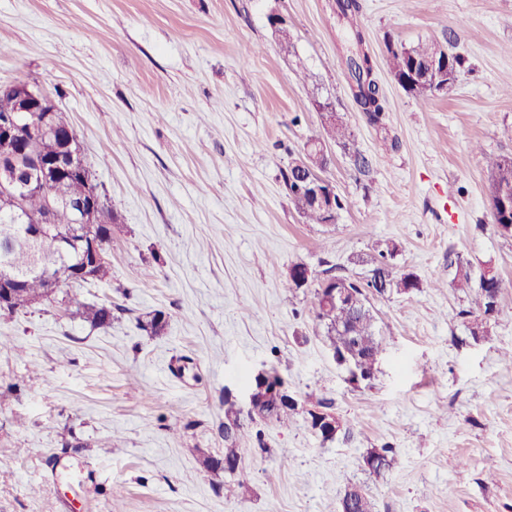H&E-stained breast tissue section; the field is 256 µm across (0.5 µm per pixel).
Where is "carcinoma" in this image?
<instances>
[{
	"mask_svg": "<svg viewBox=\"0 0 512 512\" xmlns=\"http://www.w3.org/2000/svg\"><path fill=\"white\" fill-rule=\"evenodd\" d=\"M336 16L347 23L352 32V41L355 48L346 56L345 66L348 72L349 88L353 101L359 111L363 112L372 125L383 122L386 112V101L380 92L378 83L372 77V63L370 56L362 50L363 34L355 27L357 16L361 10L359 0H334ZM435 51V44L420 43L409 49L407 55L389 52L391 73L399 76L409 66L410 57L425 59ZM15 103L13 98L0 93V120L15 118L20 124V132L31 142L36 149L45 154L58 152L60 142L58 132L69 126L62 113L54 112L42 125L43 114L38 112L13 113ZM491 172V191L495 192L502 185L512 186V156L502 155L489 161ZM92 175L89 166L83 167V173L65 171L56 177L49 186L50 193L61 203L62 209L58 214L57 224L51 227L56 236L72 239V242L58 249L50 243H35L26 235L28 228L23 224L14 222V213L21 210L31 222H36L44 214V200L36 194L19 193L21 202L9 195L0 197V272L5 271L13 278L23 283L9 311L14 312L31 305L36 298H47L50 295V282L57 284L69 283L74 280L76 269L80 264V246L75 244L76 231L79 225L74 223L69 206L81 200L88 191L87 180ZM296 173L291 166L284 174V183L298 212L309 224H324L327 218L311 206H305L296 200ZM92 226L98 229L101 243L105 244L112 239V223L115 217L111 216L105 201L99 205L88 218ZM370 263L378 274H386L395 281L398 288H417L419 283L406 281L395 271L383 272L382 261L379 256L370 258ZM456 286L473 295L470 309H462V317H474L473 324L481 322V316L487 313L486 288L482 282L471 278L470 271L457 266L455 276ZM75 306V313L83 316L94 327H107L112 324V306L86 305L76 299L69 300ZM312 308L316 319L326 327L327 340L330 348L338 352L347 349L357 353L363 359L366 372H371L374 362L373 353L380 350L382 340L374 330V316L370 308H365L358 315L350 310L338 308L332 314L323 313L322 301L319 292L313 293ZM295 411L293 406H279L273 401L267 402L258 417L284 423L289 420Z\"/></svg>",
	"mask_w": 512,
	"mask_h": 512,
	"instance_id": "1",
	"label": "carcinoma"
}]
</instances>
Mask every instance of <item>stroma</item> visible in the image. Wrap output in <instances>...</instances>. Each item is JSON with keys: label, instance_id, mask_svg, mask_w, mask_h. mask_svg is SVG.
<instances>
[{"label": "stroma", "instance_id": "stroma-1", "mask_svg": "<svg viewBox=\"0 0 512 512\" xmlns=\"http://www.w3.org/2000/svg\"><path fill=\"white\" fill-rule=\"evenodd\" d=\"M333 3L0 0V85L51 96L117 218L110 281L0 312V512H328L352 485L373 512H512V235L486 163L512 156V0H360L380 127L352 99ZM425 40L465 59L436 96L387 65L389 47ZM319 100L351 132L319 172L344 203L332 224L304 223L283 181L323 135ZM389 242L420 287L373 298L385 343L355 387L289 271L360 279ZM458 262L509 283L479 341L458 315ZM71 295L111 304V325L72 314ZM273 369L299 401L330 400L343 430L322 441L302 411L253 421L243 493L205 461L224 455L225 391L244 398L240 374ZM385 446L397 464L370 473Z\"/></svg>", "mask_w": 512, "mask_h": 512}]
</instances>
